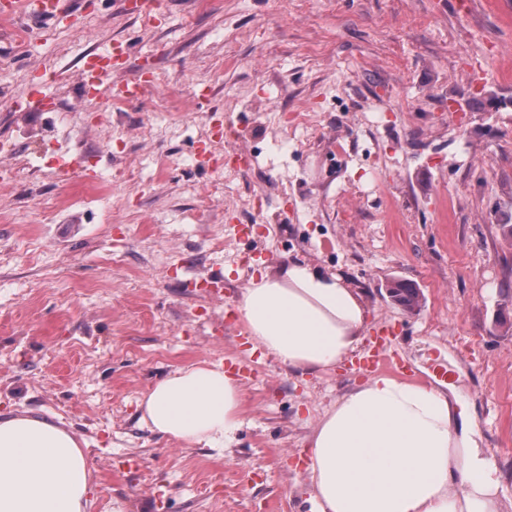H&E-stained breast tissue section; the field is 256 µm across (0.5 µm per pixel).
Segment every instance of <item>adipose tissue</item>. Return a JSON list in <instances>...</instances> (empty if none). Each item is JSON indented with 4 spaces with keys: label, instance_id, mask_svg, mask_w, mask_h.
I'll return each instance as SVG.
<instances>
[{
    "label": "adipose tissue",
    "instance_id": "adipose-tissue-1",
    "mask_svg": "<svg viewBox=\"0 0 512 512\" xmlns=\"http://www.w3.org/2000/svg\"><path fill=\"white\" fill-rule=\"evenodd\" d=\"M254 343L288 368H334L363 340L359 291L297 262L252 280L238 302ZM142 420L185 445L228 448L242 398L222 365L173 370L139 399ZM315 512H497L498 481L467 418L439 388L373 374L336 398L309 438ZM86 452L46 417L0 414V512H91Z\"/></svg>",
    "mask_w": 512,
    "mask_h": 512
}]
</instances>
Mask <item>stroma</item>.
Returning a JSON list of instances; mask_svg holds the SVG:
<instances>
[{"label":"stroma","instance_id":"obj_1","mask_svg":"<svg viewBox=\"0 0 512 512\" xmlns=\"http://www.w3.org/2000/svg\"><path fill=\"white\" fill-rule=\"evenodd\" d=\"M128 4L82 0L23 44L0 21V85L71 110L0 103V412L87 441L93 512H313L308 437L361 378L252 355L225 318L253 275L303 262L362 293V355L446 368L512 512V0H164L151 28ZM126 38L119 78L158 84L80 98L87 56ZM59 141L97 182L34 174ZM237 359L255 371L233 447L141 423L173 369ZM392 286L393 283H391L389 288ZM389 293L394 302L410 312L418 310L421 305L422 295L419 289L408 282H395L394 287L390 289Z\"/></svg>","mask_w":512,"mask_h":512}]
</instances>
